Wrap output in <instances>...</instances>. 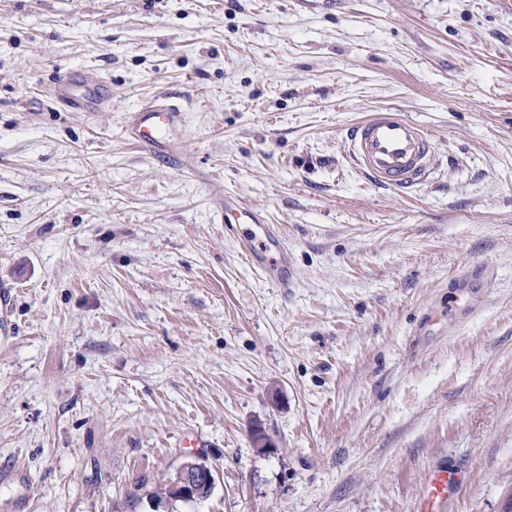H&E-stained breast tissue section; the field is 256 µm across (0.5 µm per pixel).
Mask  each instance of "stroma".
Wrapping results in <instances>:
<instances>
[{"label": "stroma", "instance_id": "35a3bbf8", "mask_svg": "<svg viewBox=\"0 0 512 512\" xmlns=\"http://www.w3.org/2000/svg\"><path fill=\"white\" fill-rule=\"evenodd\" d=\"M74 70L111 111L49 97ZM163 92L179 167L123 136ZM387 108L441 159L407 193L346 153ZM224 193L281 226L294 288ZM0 302V512H417L448 467V512H503L512 0H0ZM193 453L213 494L157 501ZM220 224L226 230H238L241 249L248 261L260 269L268 279L283 290L294 287L291 256L282 231L276 224H267L265 213L257 206L245 205L236 198L224 196L215 202Z\"/></svg>", "mask_w": 512, "mask_h": 512}]
</instances>
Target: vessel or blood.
Here are the masks:
<instances>
[{"mask_svg":"<svg viewBox=\"0 0 512 512\" xmlns=\"http://www.w3.org/2000/svg\"><path fill=\"white\" fill-rule=\"evenodd\" d=\"M105 79L96 73L58 75L49 89L51 98L70 112H107L111 96L105 95ZM185 112L168 94L142 104L127 116L123 132L140 151L162 161L184 156L180 137ZM348 153L359 171L373 184L404 191L427 181L438 164L432 136L421 125L395 109L371 113L352 125L346 134ZM216 213L228 230L238 231L248 261L277 287L294 285L291 256L278 225L268 223L262 209L224 197L215 202ZM458 484L453 470L432 473L420 498L419 512H439Z\"/></svg>","mask_w":512,"mask_h":512,"instance_id":"b4317fda","label":"vessel or blood"}]
</instances>
